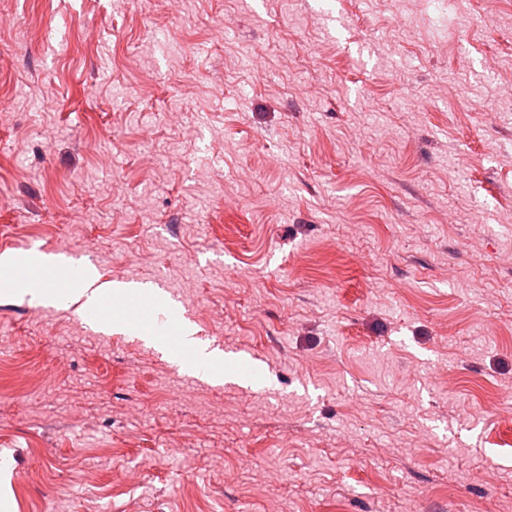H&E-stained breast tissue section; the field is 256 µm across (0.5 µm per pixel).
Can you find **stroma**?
<instances>
[{
    "label": "stroma",
    "instance_id": "obj_1",
    "mask_svg": "<svg viewBox=\"0 0 512 512\" xmlns=\"http://www.w3.org/2000/svg\"><path fill=\"white\" fill-rule=\"evenodd\" d=\"M0 96L8 255L263 368L0 293L7 512H512V0H0Z\"/></svg>",
    "mask_w": 512,
    "mask_h": 512
}]
</instances>
